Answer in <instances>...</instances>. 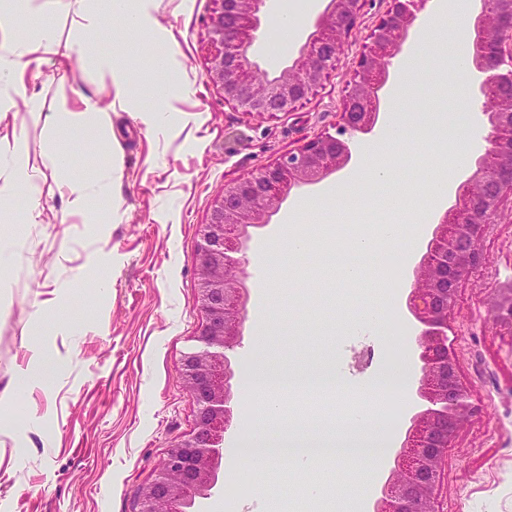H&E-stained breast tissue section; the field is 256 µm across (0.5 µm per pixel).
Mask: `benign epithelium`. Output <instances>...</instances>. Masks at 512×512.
I'll list each match as a JSON object with an SVG mask.
<instances>
[{"instance_id":"benign-epithelium-1","label":"benign epithelium","mask_w":512,"mask_h":512,"mask_svg":"<svg viewBox=\"0 0 512 512\" xmlns=\"http://www.w3.org/2000/svg\"><path fill=\"white\" fill-rule=\"evenodd\" d=\"M266 0H212L207 27L211 52L206 79L224 92V103L246 113L276 116L310 100L336 70L345 41L365 0H327L298 57L279 75L257 77L250 58ZM390 7L366 37L346 82L335 133L317 135L271 164L224 184L211 204L197 241L193 300L202 314L195 346L185 354L181 378L193 396V432L174 441L151 480L138 492L136 512H196L222 481L224 432L232 421L230 358L247 301L248 229L269 224L280 211L285 187L319 183L352 160L350 138L376 127L392 59L403 50L427 0H388ZM471 64L480 90L495 100L484 112L489 164L479 160L459 185L454 203L434 224L426 252L406 296L409 314L423 326L420 410L396 453L394 475L381 486L375 512H437L434 491L440 464L458 429L473 414L448 342L461 281L488 259L483 240L497 223L502 198L512 195V0H481L469 27Z\"/></svg>"}]
</instances>
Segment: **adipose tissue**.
Wrapping results in <instances>:
<instances>
[{"mask_svg":"<svg viewBox=\"0 0 512 512\" xmlns=\"http://www.w3.org/2000/svg\"><path fill=\"white\" fill-rule=\"evenodd\" d=\"M159 6L160 0H112V9L106 12L98 0H0V122L18 112L20 106H34L36 98L26 88L27 69L38 70L49 65L63 71L73 61L85 60L111 78L107 89L110 109L101 108L95 98L85 96L79 111L54 112L44 120L46 159L59 175L57 188L66 201L67 214H84L93 195L113 201L119 198L121 176L116 166L101 168L90 181L76 180L66 174L68 155L64 143L111 139L113 110H128L131 102L134 77L131 65L98 51L92 36L114 12L121 16L126 29L151 41H161L164 35L156 19ZM68 14L79 17V30L66 54L58 59L48 58L55 32L44 19L49 15ZM27 23L38 26V36L24 33L23 26ZM42 180V171L30 164L27 141L17 135L0 134V219L11 215L17 198L22 197L27 201L25 223H40L45 208ZM382 420L381 411L376 409L360 413L351 421L348 432L337 439V447L354 449L356 459L367 462L372 469H380L386 456Z\"/></svg>","mask_w":512,"mask_h":512,"instance_id":"1","label":"adipose tissue"}]
</instances>
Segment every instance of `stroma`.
<instances>
[{"label":"stroma","instance_id":"obj_1","mask_svg":"<svg viewBox=\"0 0 512 512\" xmlns=\"http://www.w3.org/2000/svg\"><path fill=\"white\" fill-rule=\"evenodd\" d=\"M389 6L366 0L344 45L337 69L307 103L274 118L249 115L224 103L220 86L206 80L209 57L207 19L212 0H161L157 20L172 30L183 69L174 84H193L191 97H176L180 119L168 137L146 131L129 113L112 118L122 153L113 156L106 141L87 140L68 147L67 173L88 178L103 165L122 173V202L114 223L91 236L88 220L105 216L108 200L92 198L85 218H64V203L53 178L42 183L47 199L42 221L0 222V240L18 247L6 274L9 293L0 314V512H133L138 488L148 482L175 439L191 433L196 406L180 376L182 358L194 345L200 314L193 304L196 244L210 204L225 183L267 165L278 154L317 134L332 131L346 80L365 38ZM324 7L309 0L295 14L296 29L283 39L281 13L287 0H268L252 45L260 71L291 64ZM113 37L94 36L97 50L130 61L138 73L132 100L154 105L158 77L150 60L161 47L124 30L113 17ZM37 95L39 115L20 111L17 131L28 139L32 164L47 169L44 122L50 112L80 109V96L104 98L107 74L90 63H73L66 76L45 66L27 73ZM476 105L484 97L478 84L458 89L444 72L406 103L409 113L457 112L460 96ZM283 222L252 229L246 251L248 302L243 334L230 356L234 371L297 370L314 374L332 369L337 378L333 424L314 412L316 391L282 401L274 390L262 395L235 390L236 402L288 404L301 410L311 434L338 437L345 419L368 403H380L392 424L408 423L414 412L420 372L415 343L385 357L387 338L359 343L349 324L375 306V280L387 254L374 250L362 259L363 277L346 282L331 261L340 239L332 220L301 224L309 250L293 257L276 243ZM431 227L418 225L402 244L409 256L388 319L409 321L405 307L413 269ZM270 244L267 260L256 251ZM488 264L462 281L453 310L456 366L479 409L461 427L441 466L435 494L437 512H512V327L496 322V302L512 288V197H505L498 222L483 242ZM269 287L266 324H258L259 288ZM45 351L63 368L48 381L17 388L16 374L33 350ZM408 365L406 384L379 388L388 367ZM251 438L234 422L225 434L229 446L223 466L240 472L237 480L201 506L239 512L267 490L269 512H347L354 493L368 478L363 462L313 463L298 468L284 458L251 460L241 456Z\"/></svg>","mask_w":512,"mask_h":512}]
</instances>
